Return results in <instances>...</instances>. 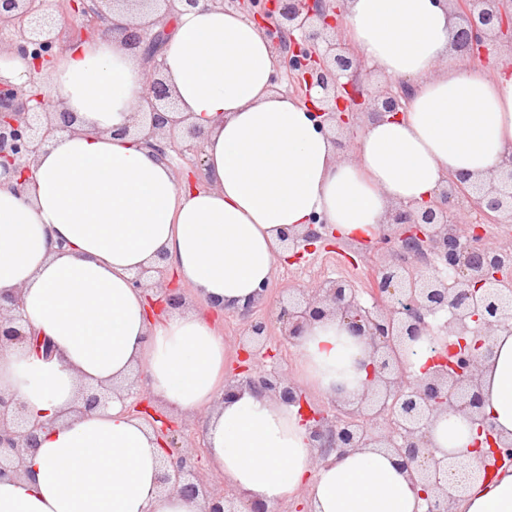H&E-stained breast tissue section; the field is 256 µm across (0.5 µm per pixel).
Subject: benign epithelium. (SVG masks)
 <instances>
[{
	"mask_svg": "<svg viewBox=\"0 0 512 512\" xmlns=\"http://www.w3.org/2000/svg\"><path fill=\"white\" fill-rule=\"evenodd\" d=\"M347 0H210L226 9L247 10L264 28L274 53L283 58L285 76L299 97L321 91L314 117L318 125L337 132V147L355 150L358 115L369 121L403 114L412 96L405 80L372 82L344 43L336 26V2ZM121 0H68L69 11L82 18V33L99 36L106 29L122 36L130 50H143L148 60L141 118L124 128L163 158L177 153L189 162V179L204 166L203 130L178 115L159 59L169 29L112 21L107 12ZM155 12L156 22L195 6L200 0H137ZM456 19L452 48L473 61H483L495 42L512 45V0H443ZM12 38L0 62L15 57L29 61L27 80L18 85L0 77V177H17L24 191L36 157L56 137L71 131L75 117L61 108L46 111L48 92L42 83L52 61L71 40L62 37L47 0H0V29ZM512 216V147L485 178L456 174L446 178L434 199L399 203L389 210L378 236L364 246L382 251L373 287L362 290L346 279L325 278L288 289L280 301L276 323L282 340L297 345L316 321L333 316L369 348V385L349 407L332 397L316 407L294 378L276 364L267 347L270 324L254 317L261 305L250 301L234 311L242 323L243 343L238 365L225 377L224 399L248 387L299 408L315 462L339 458L359 448H384L407 472L424 502L425 512H452L453 504L477 480L506 463L512 465V438L498 435L484 412L482 363L492 355L496 336L512 333V243L485 245L484 222ZM331 225L319 217L297 232L282 235L289 261L328 247L336 240ZM162 262L141 269L132 279L137 288L160 285ZM369 300L363 299V294ZM182 296L166 288L156 298L160 310L177 306ZM27 320L20 294L0 295V350L28 341ZM427 344L436 355L421 373H410V357ZM146 378L137 374L123 389L88 388L73 412L85 414L117 397L142 418L165 443L160 488L201 499L204 512H268L266 504L245 502L214 487L202 472L201 459L179 445L178 427L160 421L144 397ZM452 412L484 436L470 460L437 456L431 427ZM43 424L25 416L23 405L0 395V479L18 478L25 462L40 445Z\"/></svg>",
	"mask_w": 512,
	"mask_h": 512,
	"instance_id": "benign-epithelium-1",
	"label": "benign epithelium"
}]
</instances>
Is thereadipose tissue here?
<instances>
[{
  "mask_svg": "<svg viewBox=\"0 0 512 512\" xmlns=\"http://www.w3.org/2000/svg\"><path fill=\"white\" fill-rule=\"evenodd\" d=\"M346 43L368 70L411 83L404 115L368 122L342 160L310 104L274 82L262 28L200 0L163 49L178 110L205 132V183L178 186L168 160L124 134L146 65L120 41L75 42L49 74L74 130L40 153L25 192L0 181V292L20 291L28 324L59 356L0 351V393L43 422L26 473L0 479V512H202L160 490L164 452L120 400L75 414L81 389L146 375L153 394L206 414L210 465L241 497L269 505L307 493L311 512H423L391 453L362 448L315 464L297 407L250 389L225 400L227 347L215 314L257 299L283 252V232L320 217L343 240L372 238L390 207L433 197L446 176L490 173L512 146V71L449 64L452 31L439 0H349ZM65 251H57V240ZM165 260L204 311L150 319L142 267ZM313 393L352 400L366 386L364 345L336 319L298 347ZM484 410L512 437V333L482 371ZM441 450L473 444L456 414L432 428ZM454 512H512V465L471 484Z\"/></svg>",
  "mask_w": 512,
  "mask_h": 512,
  "instance_id": "adipose-tissue-1",
  "label": "adipose tissue"
}]
</instances>
